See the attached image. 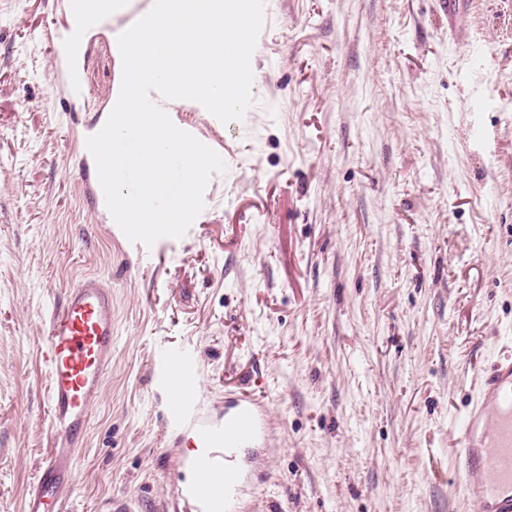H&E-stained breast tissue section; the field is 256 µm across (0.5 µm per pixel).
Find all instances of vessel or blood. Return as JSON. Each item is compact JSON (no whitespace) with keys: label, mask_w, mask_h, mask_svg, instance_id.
<instances>
[{"label":"vessel or blood","mask_w":512,"mask_h":512,"mask_svg":"<svg viewBox=\"0 0 512 512\" xmlns=\"http://www.w3.org/2000/svg\"><path fill=\"white\" fill-rule=\"evenodd\" d=\"M67 22L54 36V56L83 54L89 24L127 13L129 0H71ZM42 356L47 380L54 447L40 465L24 512H69L62 497L71 482L92 408L112 369V290L87 277L67 289L63 305L44 328ZM160 385L172 398L169 420L190 430L196 448L184 458L191 480L181 497L195 512H235L246 474L238 466L241 449L268 440L276 431L266 400L239 396L220 426L206 424L196 395L199 379L188 353L166 355ZM455 455L463 477L461 492L477 512H512V356L482 370L473 402L459 427Z\"/></svg>","instance_id":"1"}]
</instances>
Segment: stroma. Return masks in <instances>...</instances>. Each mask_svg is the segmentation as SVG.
I'll return each instance as SVG.
<instances>
[{"mask_svg":"<svg viewBox=\"0 0 512 512\" xmlns=\"http://www.w3.org/2000/svg\"><path fill=\"white\" fill-rule=\"evenodd\" d=\"M265 0L255 104L178 107L227 171L179 239L133 243L94 193L88 136L122 79L102 25L91 95L50 70L63 0H0V512H22L52 446L40 329L85 275L112 289V373L68 491L193 512V445L161 358L189 352L223 422L265 397L248 512H475L454 443L475 365L512 354V0Z\"/></svg>","mask_w":512,"mask_h":512,"instance_id":"obj_1","label":"stroma"}]
</instances>
